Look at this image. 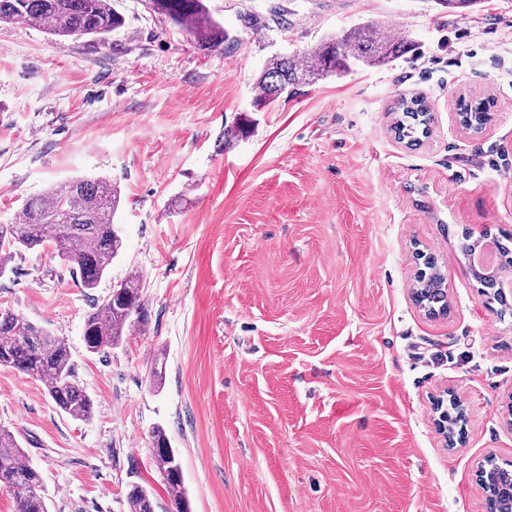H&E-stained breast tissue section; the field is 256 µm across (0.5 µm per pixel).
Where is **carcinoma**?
I'll return each instance as SVG.
<instances>
[{
  "instance_id": "1",
  "label": "carcinoma",
  "mask_w": 512,
  "mask_h": 512,
  "mask_svg": "<svg viewBox=\"0 0 512 512\" xmlns=\"http://www.w3.org/2000/svg\"><path fill=\"white\" fill-rule=\"evenodd\" d=\"M151 10L194 35L201 50L226 41L224 29L209 15L204 0H150ZM0 21L35 22L58 38L107 34L124 26L125 19L112 0H0ZM413 47L402 34L376 30L369 23L351 27L300 56L270 59L256 84L253 107L268 108L297 94V90L331 76L346 74L358 65L382 67ZM393 111L402 113L392 130L413 146L417 134H428L430 108L420 98H400ZM459 112L474 128L491 119L483 102L460 101ZM120 203L117 183L106 177L76 178L50 187L24 204L21 224H0V275L22 250L50 249L79 276L81 286L96 288L122 249L113 217ZM142 282L134 275L112 290L93 308L86 321L89 351L101 352L118 345L125 328L141 321ZM420 288L428 311L443 309L441 274L428 266ZM0 367L41 381L48 395L67 415L88 420L93 401L74 379L67 342L7 310H0ZM153 462L162 477L169 507L166 512H191L181 468L165 431L151 433ZM0 486L13 494L14 512H49L40 472L25 461L15 434L0 428ZM127 512H156L153 495L133 483L126 493Z\"/></svg>"
}]
</instances>
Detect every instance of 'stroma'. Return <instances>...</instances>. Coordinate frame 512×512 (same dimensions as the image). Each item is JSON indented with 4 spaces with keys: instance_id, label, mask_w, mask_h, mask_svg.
Instances as JSON below:
<instances>
[{
    "instance_id": "stroma-1",
    "label": "stroma",
    "mask_w": 512,
    "mask_h": 512,
    "mask_svg": "<svg viewBox=\"0 0 512 512\" xmlns=\"http://www.w3.org/2000/svg\"><path fill=\"white\" fill-rule=\"evenodd\" d=\"M113 5L125 24L102 42L0 23V224L79 176L121 188L122 252L97 288L46 251L0 277V309L65 338L94 402L73 419L0 367V427L50 512H127L133 483L166 508L157 426L192 512H486L479 465L512 466V294L483 295L465 247L512 236V0L463 16L436 0H206L230 37L212 51L142 0ZM366 21L413 51L252 112L272 57ZM404 96L431 110L413 147L392 130ZM464 99L489 103L482 133L460 126ZM247 114L250 135L225 142ZM421 252L447 315L413 298ZM134 272L145 323L90 352L94 302Z\"/></svg>"
}]
</instances>
